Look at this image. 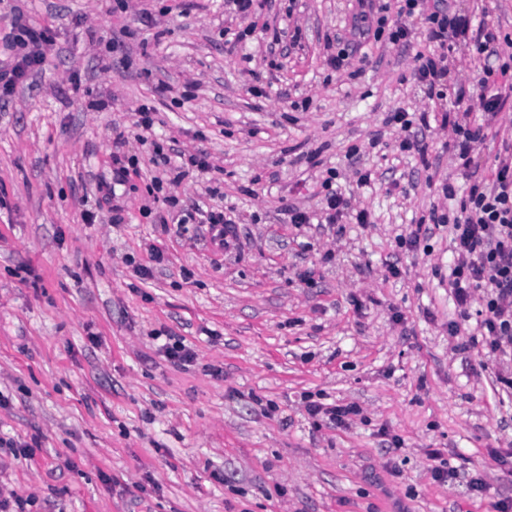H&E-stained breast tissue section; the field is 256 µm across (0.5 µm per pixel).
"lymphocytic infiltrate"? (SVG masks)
<instances>
[{"label":"lymphocytic infiltrate","mask_w":512,"mask_h":512,"mask_svg":"<svg viewBox=\"0 0 512 512\" xmlns=\"http://www.w3.org/2000/svg\"><path fill=\"white\" fill-rule=\"evenodd\" d=\"M358 7L355 37L411 49L412 74L427 98L419 113L398 108L389 117L405 133L402 149L426 154L420 133L438 112L442 127L452 132L455 158L470 167L476 145L485 140V127L499 115L505 92H512V35L453 11L446 0H358ZM53 42L50 27L15 15L0 37V93H12L39 68ZM460 45L474 66L468 82L454 86L455 110L450 113L441 105L447 53ZM496 159L491 178L473 179L464 195L443 184V194L458 199L459 209L454 217L433 219L448 225L454 244L448 285L459 317L449 322L448 333L456 336L475 325L493 358L512 355V135L502 136ZM477 290L483 299L481 310L475 311L471 304Z\"/></svg>","instance_id":"lymphocytic-infiltrate-1"}]
</instances>
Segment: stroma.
<instances>
[{
	"label": "stroma",
	"instance_id": "obj_1",
	"mask_svg": "<svg viewBox=\"0 0 512 512\" xmlns=\"http://www.w3.org/2000/svg\"><path fill=\"white\" fill-rule=\"evenodd\" d=\"M356 9L271 0L263 21L301 33L274 45L236 41L245 23L224 0H0V31L20 13L55 37L0 97V437L39 442L31 458H0V489L33 497L31 512H496L512 500V467L497 460L512 452V390L496 380L512 360L448 334L447 228L414 250L398 240L452 214L440 185L468 179L450 131L432 125L422 158L385 122L426 101L410 52L377 44L367 65L326 66L325 34L350 39ZM145 104L146 141L116 144ZM155 142L206 152L212 168L174 181L151 162ZM117 154L135 161L119 186ZM330 168L348 213L291 224L289 208H321ZM155 176L177 206L154 202ZM194 202L234 209L227 245L181 223ZM165 336L195 361L173 365ZM308 395L360 413L328 426ZM434 449L457 470L447 483L431 475Z\"/></svg>",
	"mask_w": 512,
	"mask_h": 512
}]
</instances>
